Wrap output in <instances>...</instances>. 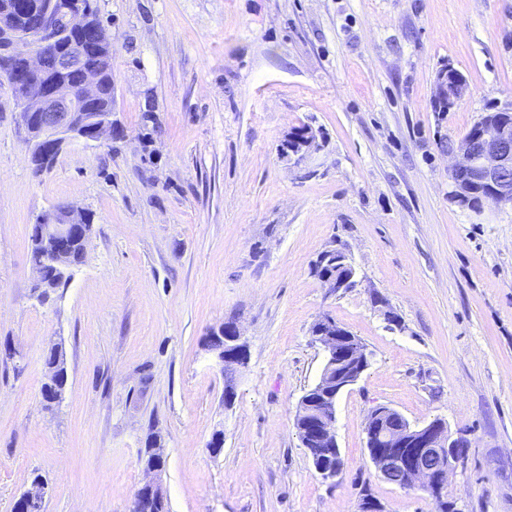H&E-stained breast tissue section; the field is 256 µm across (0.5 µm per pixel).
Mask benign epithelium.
<instances>
[{
	"mask_svg": "<svg viewBox=\"0 0 512 512\" xmlns=\"http://www.w3.org/2000/svg\"><path fill=\"white\" fill-rule=\"evenodd\" d=\"M67 29L72 41L87 48L77 50L60 42ZM0 40L9 44V54L0 61V77L15 92L21 126L27 134L30 161L46 169L63 147L71 142L99 143L117 138L120 129L112 113L94 118L84 111L102 95L101 74L91 61L112 47V35L94 20L91 11L78 0H48L34 7L24 0H12L0 11ZM467 91L465 77L453 67L436 79V97L455 106ZM318 148L317 134L308 127L287 132L279 147L282 158L296 164ZM448 155L458 158L451 171L450 198L462 207L481 212L486 204L512 206V103L488 112L478 128L458 140H450ZM88 212L72 205H56L37 216L31 239L39 249L33 263L37 274L48 267L70 279L64 262L69 240L88 241ZM222 340L214 349L216 364L225 377L224 402L235 396L234 375L248 360L243 336L234 323L215 331ZM313 342L324 352V366L318 381L299 401L295 421L302 447L313 460L315 471L325 480L335 479L342 466L336 438V406L339 397L362 377L370 354L363 343L328 316L311 331ZM398 411L387 405L372 407L365 423L366 451L377 476L401 489L419 488L433 499L448 497V476L465 456L469 440L453 436L442 419L421 426L391 423ZM148 461H140L147 480L138 489L132 512H160L168 504L162 483L165 466L163 448L147 449ZM48 484L40 479L30 484L16 500L29 512L44 506Z\"/></svg>",
	"mask_w": 512,
	"mask_h": 512,
	"instance_id": "obj_1",
	"label": "benign epithelium"
}]
</instances>
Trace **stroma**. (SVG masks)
Returning <instances> with one entry per match:
<instances>
[{
    "instance_id": "stroma-1",
    "label": "stroma",
    "mask_w": 512,
    "mask_h": 512,
    "mask_svg": "<svg viewBox=\"0 0 512 512\" xmlns=\"http://www.w3.org/2000/svg\"><path fill=\"white\" fill-rule=\"evenodd\" d=\"M112 35L119 138L28 160L0 79V512L35 475L45 512H130L161 438L170 512H434L382 481L369 410L441 418L470 442L448 479L459 512H512V207L449 198L464 136L512 102V0H95ZM468 89L434 107L438 73ZM152 120H144V113ZM309 125L300 164L283 136ZM61 203L93 219L85 261L38 302L31 226ZM343 250L352 288L312 264ZM331 317L370 365L337 402L342 471L324 481L294 425ZM235 322L249 362L224 402L205 338ZM68 384L45 408L44 355ZM224 447L211 453L213 433ZM279 147V154L283 159L294 161L295 164L301 163L308 154L318 148L317 134L310 126L301 131L297 128L287 132ZM319 260L321 261V264L336 263V266L328 267L325 266L321 269H315V273L318 277L321 279H324L323 281L326 283L325 285L327 288H330L331 291L338 293L339 291L345 290L347 288H351L355 281V269L354 267L348 262V258L346 254L341 250H327L324 252L320 257ZM336 267L337 268H350L351 272L349 273V276H343V277H336ZM326 277H336L334 278H326ZM326 278V279H325Z\"/></svg>"
}]
</instances>
